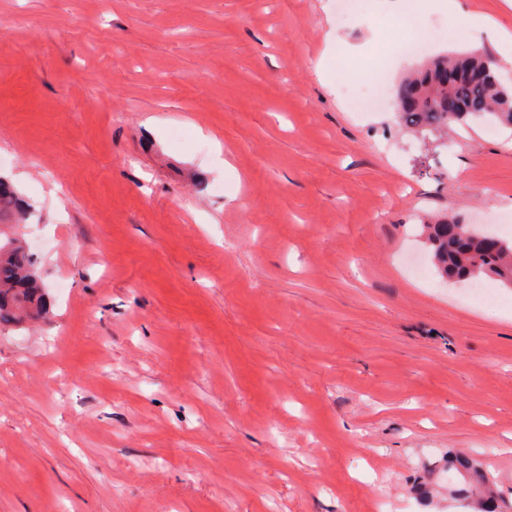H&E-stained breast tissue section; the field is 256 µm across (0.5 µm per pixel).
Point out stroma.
Wrapping results in <instances>:
<instances>
[{
	"instance_id": "35a3bbf8",
	"label": "stroma",
	"mask_w": 512,
	"mask_h": 512,
	"mask_svg": "<svg viewBox=\"0 0 512 512\" xmlns=\"http://www.w3.org/2000/svg\"><path fill=\"white\" fill-rule=\"evenodd\" d=\"M340 3L0 0V177L51 303L0 329V512H475L452 450L512 501V288L405 266L430 213L512 241V128L355 92L512 60L440 0Z\"/></svg>"
}]
</instances>
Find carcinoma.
Instances as JSON below:
<instances>
[{
    "label": "carcinoma",
    "instance_id": "carcinoma-1",
    "mask_svg": "<svg viewBox=\"0 0 512 512\" xmlns=\"http://www.w3.org/2000/svg\"><path fill=\"white\" fill-rule=\"evenodd\" d=\"M492 63L482 54L433 58L401 81L399 120L420 135L446 134L452 126L466 127L476 118L512 128V86L501 82ZM450 97L461 103L460 111L451 117L442 110ZM24 216L18 194L0 188V224ZM421 237L444 281L473 283L487 276L512 288V242L474 233L469 225L447 217L422 225ZM44 314L46 301L32 255L16 237L0 240V326L21 325ZM448 467L465 473L479 500H488L491 512H512V503L497 504L484 493L490 478L473 461L452 457Z\"/></svg>",
    "mask_w": 512,
    "mask_h": 512
}]
</instances>
